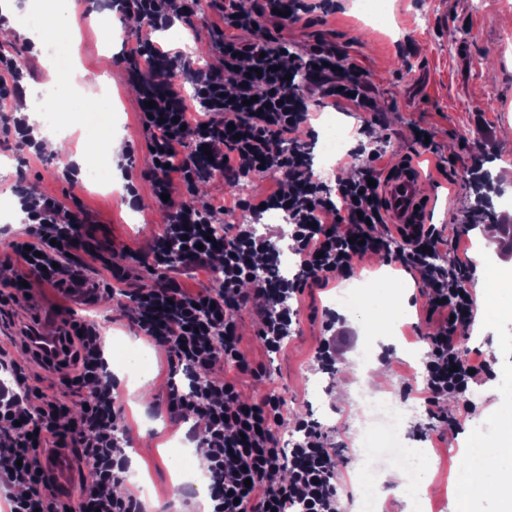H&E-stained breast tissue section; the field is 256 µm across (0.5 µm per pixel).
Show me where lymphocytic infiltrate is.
I'll use <instances>...</instances> for the list:
<instances>
[{
    "mask_svg": "<svg viewBox=\"0 0 512 512\" xmlns=\"http://www.w3.org/2000/svg\"><path fill=\"white\" fill-rule=\"evenodd\" d=\"M126 5L145 17L134 50L142 60L136 82L141 100L153 105L143 120L153 149L149 179L154 195L168 200L161 234L138 259L155 280L149 286L126 283L121 295L139 335L164 348L184 375L168 383L167 411L172 419L193 416L202 424L198 451L208 479L209 512H341L336 450L329 437L314 422L289 417L278 392L257 402L242 399L236 375L258 376L262 370L240 349L238 312L255 305L259 339L267 352L280 353L298 324L293 299L310 285L351 276L364 257L383 256L415 274L429 315L440 318L423 361L429 400L462 397L474 378L494 377L490 363L472 362L457 349V330L471 324L476 311L473 264L455 254L440 260L448 241L436 225L390 228L379 187L387 140L368 118L350 151L354 174L332 186L315 177L307 147L296 137L310 119V99L367 115L375 111L376 100L368 74L345 51L319 45L298 52L261 28L262 18L278 11L287 12L288 23L301 22L309 11L307 0H260L252 10L239 0H224L223 65L206 72L191 70L182 54L162 51L153 42V31L171 21L169 0H126ZM249 31L253 39L240 40V33ZM298 71L308 77L305 87L286 80ZM188 79L195 85L189 98L181 92ZM23 94L18 61L1 47L0 126L29 146L33 140L23 119L4 110ZM265 173L277 177L279 188L261 202L237 200L250 219L223 230L211 224L216 206L201 210L174 195L179 188L194 192L217 175L236 183ZM22 197L23 238L12 242L0 261L17 271L12 288L33 277L69 289L102 290V282L85 274L88 261L70 256L83 245L81 210L29 191ZM267 208L281 211L289 224L299 266L292 278L274 276L280 251L271 234L257 233L253 224ZM194 267L211 270L218 287L182 286L180 275ZM63 328L62 360L45 358L41 364L60 371L61 385L79 399L76 412L30 384L9 345L0 344V371L13 379L12 385H0V512H145L134 491L112 490L129 467V440L119 427L122 407L112 394L115 381L102 329L74 320L64 321ZM322 328L315 360L330 371L353 336L329 311ZM285 425L300 436L289 448L280 444L279 429ZM47 448L70 449L77 462L91 463L78 506L62 501L47 476Z\"/></svg>",
    "mask_w": 512,
    "mask_h": 512,
    "instance_id": "f902f5d3",
    "label": "lymphocytic infiltrate"
}]
</instances>
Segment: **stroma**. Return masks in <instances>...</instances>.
<instances>
[{
  "mask_svg": "<svg viewBox=\"0 0 512 512\" xmlns=\"http://www.w3.org/2000/svg\"><path fill=\"white\" fill-rule=\"evenodd\" d=\"M386 24L379 25L360 8V0H327L316 10L311 23L288 25L267 21L269 32L301 45L328 43L346 50L368 72L377 102V132L389 138L385 163L399 170L410 152L414 127L433 134L435 153L414 158L420 170V192L426 200V223L445 225L448 234H460L468 255L479 250L484 232L477 230L480 213L473 211L472 167L487 164L492 175L512 184V0H385ZM109 22L120 29V40H108L102 25H93L75 15L71 56L78 71L68 85L55 89L56 102H72L74 112H55L52 118L33 113L29 98L17 107L20 117L29 120L35 132L55 130L63 135L65 152L84 153L87 161L76 169V184L59 178V158L45 155L43 162L26 163L15 140L0 135V157L11 160L0 167V196L12 195L17 177L39 194L64 203L79 201L88 216L85 227L92 241L110 254L114 265L125 266V250L148 251L165 222L166 212L155 201L145 175L152 167L147 149V133L141 119L138 97L133 92L127 56L136 45V29L127 27L119 12H111ZM222 22L208 6L197 7L194 15L174 21L156 32V41L190 58L197 69L218 66L216 43ZM107 80L110 96H102L97 83ZM106 105L113 112V133L122 139L116 167L130 174L139 193L137 206L127 202L128 184L113 180L110 164L94 166L97 150L95 134L103 124L82 113L85 105ZM346 131L345 151L331 160L320 175L326 182L346 176L353 168L347 154L357 142L358 116L353 112L325 109L314 114L309 127L324 134L328 121ZM394 273L408 298L411 315L402 322V351L381 354L388 378L382 395L411 408L409 424L434 463L432 485L425 495L430 512H456L454 480L473 442L490 439L487 421L512 407V312L488 317V297L477 289L474 323L459 329V351L480 355L491 364L493 380L470 384L462 397H448L439 405L429 404L422 392L423 380L416 376L428 349L426 338L435 332L437 321L426 318V297L415 287L410 274L391 270L381 257L359 262L356 274L330 281L327 287L305 289L299 298L300 327L283 353L267 355L257 336L259 318L252 309L238 315L241 349L247 359L264 364L267 376L238 378V387L249 401L261 399L269 391L280 392L289 412L315 420L322 431L342 441L337 468L342 485L345 512H355L358 487L353 476L360 466L354 446L361 437V411L356 391L366 372L360 364L368 334L363 325L353 324L356 341L327 375L313 361L322 339L324 310L336 307V295L344 288L375 285L379 278ZM81 321L96 318L109 338L107 357L113 365L137 357L139 371L117 376L119 399L124 405L123 426L131 447L149 439L148 452L130 459L128 484L145 491L148 512H204L205 502L194 488H179V475L170 451L186 448L189 423H174L165 410L169 360L167 354L140 339L127 318L124 302L109 293L94 301L77 304L63 289L31 282L28 297L0 307V337L12 339L16 359L36 378L44 391H59L58 373L37 365L21 348L23 323L58 322L60 312ZM456 415L460 425L447 431L443 417Z\"/></svg>",
  "mask_w": 512,
  "mask_h": 512,
  "instance_id": "35a3bbf8",
  "label": "stroma"
}]
</instances>
